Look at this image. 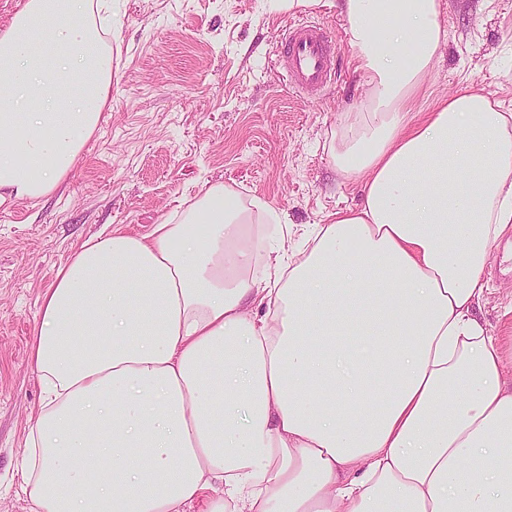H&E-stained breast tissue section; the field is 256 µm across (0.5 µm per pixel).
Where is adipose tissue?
<instances>
[{
    "instance_id": "adipose-tissue-1",
    "label": "adipose tissue",
    "mask_w": 512,
    "mask_h": 512,
    "mask_svg": "<svg viewBox=\"0 0 512 512\" xmlns=\"http://www.w3.org/2000/svg\"><path fill=\"white\" fill-rule=\"evenodd\" d=\"M367 103L328 152L361 205L303 259L216 184L149 234L84 242L42 298L34 512H512V347L474 318L512 227V113L406 117L441 0H338ZM112 0H24L0 30V206L70 177L112 87Z\"/></svg>"
}]
</instances>
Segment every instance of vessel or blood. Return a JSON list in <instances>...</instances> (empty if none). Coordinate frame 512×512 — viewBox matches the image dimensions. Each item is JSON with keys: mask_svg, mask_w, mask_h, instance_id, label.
<instances>
[{"mask_svg": "<svg viewBox=\"0 0 512 512\" xmlns=\"http://www.w3.org/2000/svg\"><path fill=\"white\" fill-rule=\"evenodd\" d=\"M276 65L295 91H318L337 76V41L320 24L306 19L290 21L280 38Z\"/></svg>", "mask_w": 512, "mask_h": 512, "instance_id": "obj_1", "label": "vessel or blood"}]
</instances>
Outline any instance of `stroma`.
<instances>
[{
    "label": "stroma",
    "instance_id": "stroma-1",
    "mask_svg": "<svg viewBox=\"0 0 512 512\" xmlns=\"http://www.w3.org/2000/svg\"><path fill=\"white\" fill-rule=\"evenodd\" d=\"M447 32L410 120L481 91L512 112V0H441ZM305 17L338 37L332 88L293 92L274 66L283 27ZM369 87L335 7L280 0H114L112 89L100 131L69 180L39 202L0 206V512H32L19 461L43 391L31 362L44 292L79 245L118 228L148 234L177 206L224 183L278 212L292 241L358 204L326 145ZM475 317L512 337V229L493 244Z\"/></svg>",
    "mask_w": 512,
    "mask_h": 512
}]
</instances>
